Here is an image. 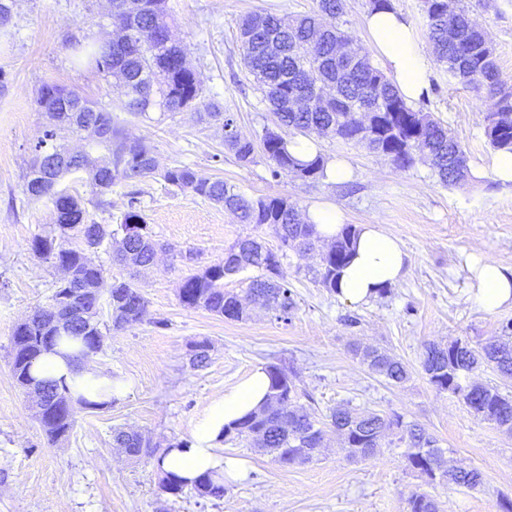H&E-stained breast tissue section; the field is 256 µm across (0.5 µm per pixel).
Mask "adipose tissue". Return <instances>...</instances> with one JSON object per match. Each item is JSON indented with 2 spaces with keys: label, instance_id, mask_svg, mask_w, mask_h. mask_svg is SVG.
<instances>
[{
  "label": "adipose tissue",
  "instance_id": "ef3b65f1",
  "mask_svg": "<svg viewBox=\"0 0 512 512\" xmlns=\"http://www.w3.org/2000/svg\"><path fill=\"white\" fill-rule=\"evenodd\" d=\"M363 24L400 93L407 101L419 100L428 86L427 66L411 23L399 11L370 9L363 16ZM406 259L398 237L376 224L359 226L349 262L336 276L337 295L351 304L378 297L383 288L403 278ZM471 273L474 298L484 311L493 313L512 306V271L494 259L476 257L471 261ZM73 352V343L66 342L43 354L32 369L33 376L39 381L66 379L74 396L97 402L109 397L119 400L130 391L128 382L110 380L92 363L73 359ZM107 385L111 386V393L102 394V387ZM269 385L264 367L253 368L240 383L208 406L181 447L164 451L158 462L160 472L188 483L206 473L221 482L245 479V465L224 457L220 450L226 431L260 410Z\"/></svg>",
  "mask_w": 512,
  "mask_h": 512
}]
</instances>
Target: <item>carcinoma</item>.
I'll return each mask as SVG.
<instances>
[{
    "instance_id": "obj_1",
    "label": "carcinoma",
    "mask_w": 512,
    "mask_h": 512,
    "mask_svg": "<svg viewBox=\"0 0 512 512\" xmlns=\"http://www.w3.org/2000/svg\"><path fill=\"white\" fill-rule=\"evenodd\" d=\"M343 0H317V11L286 25L270 12H252L238 23L245 70L261 91L262 102L271 114L274 127L265 128L260 143L241 135L232 116L215 102L205 100L196 73L187 63L188 46L174 38L166 0H136V12L119 13L124 35L102 43L74 41L69 44L74 58L101 72L110 66L112 82L124 90L121 110L138 119L174 118L186 110L196 112L200 121L232 126L224 133V143L242 164L255 162L262 153L270 163L273 177L294 174L316 182L322 177L325 159L317 155L301 162L288 151V140L297 136L330 133L351 145H361L388 157L399 168L414 163L422 151L431 159V169L443 185L455 184L469 176L468 158L459 141L442 122L424 107L407 103L394 82L373 62L370 53L353 36L336 27L343 13ZM425 28L433 43L437 61L448 77L496 99L495 110L485 115V135L490 146L512 152V87L499 77L496 55L486 34L470 21L464 0H423ZM82 102L77 117L62 113V101ZM35 103L49 118L36 151L43 155L40 167L30 166L23 184L24 195L32 201L48 200L53 205L55 224L45 235L30 241L38 257L62 269L67 277L55 288L52 303L69 297L71 285L84 289L74 302L71 317L53 324V314L44 308L32 314L31 322L18 324L13 332L11 368L14 376L34 381L32 367L43 354L53 350L61 337L80 342L79 355L92 359L102 352L104 334L97 321L101 300L103 268L87 253L121 236L116 253L127 267L151 265L158 244L145 232L124 235L129 224H144L137 208L135 187L147 179H159L182 192L221 204L243 224L267 231L279 247L299 253L316 247L315 225L301 220L296 204L281 196L250 198L219 179L199 174L181 165L160 167L154 147L127 136L112 109L89 101L76 91L46 78L37 89ZM86 136L95 152H72L67 141ZM68 157L65 171L58 160ZM87 175L90 203L97 208L110 205L106 196L112 187L124 185L127 209L117 225L88 220L85 201L61 186L59 173ZM356 229L348 224L344 234L320 252V283L334 290L336 272L351 255ZM246 269L256 271L247 288V297L260 302L288 319L295 309L293 291L284 279L280 256L266 246L261 235L240 237L225 250L224 258L203 272L184 278L178 296L187 308H203L232 321L247 319L245 301L224 288V279ZM112 301V328L121 330L148 316V302L131 282L115 279L109 291ZM502 336L479 349L458 342L443 348H425L423 369L429 383L439 392H451L482 420L512 430V398L492 385L464 387L460 375L490 366L504 379H512V322L501 327ZM369 370L390 383L408 378L406 364L385 350L366 347L358 351ZM270 391L264 408L239 422L227 439H245L283 467L312 462L321 447L326 427L336 430L343 449L351 459L371 457L383 447L390 432L398 431L404 445L403 457L409 468L425 479V485L442 484L474 489L483 484L476 469L448 465L445 449L420 426L397 414H358L338 408L324 418L294 404L296 386L284 368L266 366ZM43 430L49 441L67 436L74 426L73 410L65 402L73 400L63 380L37 384ZM116 447L132 457L153 456L155 450L141 435L117 431ZM204 498L221 500L226 487L205 474L187 486L168 477L161 478V492L179 497L186 488ZM408 512H440L439 503L425 491L407 498Z\"/></svg>"
}]
</instances>
